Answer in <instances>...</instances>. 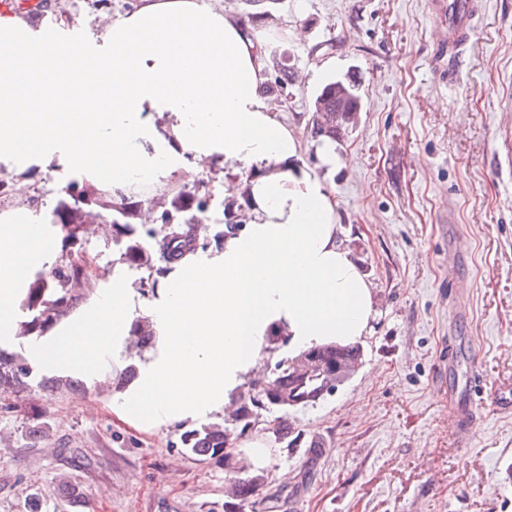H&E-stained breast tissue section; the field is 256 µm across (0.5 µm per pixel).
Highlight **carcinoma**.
<instances>
[{"label":"carcinoma","mask_w":512,"mask_h":512,"mask_svg":"<svg viewBox=\"0 0 512 512\" xmlns=\"http://www.w3.org/2000/svg\"><path fill=\"white\" fill-rule=\"evenodd\" d=\"M292 83V71L288 59L277 64L274 81L270 88L282 95L288 94ZM363 108L360 84L354 76L328 80L316 95L313 108L307 120V133L317 145L329 140H339L356 129ZM64 191L69 193L75 205L96 206V200L85 196L79 183H67ZM136 202L123 198V202L112 207V224L121 229L115 244L121 247L124 261L147 267L161 273V269L151 265V254L147 243L159 245L161 261L166 266H177L207 248V225L189 224L181 227V214L187 209L184 198L173 200V209L161 215L162 224L157 228L136 231L130 222ZM84 275V269L76 262L65 265L54 264L48 270L34 274L32 286L28 288L22 309L28 318L32 331H44L53 323L50 310L70 309L79 304L80 297L75 285ZM314 356L306 370L295 366L296 357L284 354L279 357L272 369L271 377L257 388H251L239 396V407L234 422L235 428L244 433L254 426L256 416L262 410L286 412L298 406H309L324 399L322 392L328 381L334 385L345 382L362 362L363 349L360 345L323 346L307 350ZM33 377V367L23 356L8 353L0 348V387L11 388L20 393L29 388ZM276 439L286 443L288 448H307L312 456H317L315 448L319 443L305 438L287 418L277 421L273 429ZM183 447L192 454L205 456L219 464L227 465L231 459L229 447L232 432L224 428L201 427L181 433ZM265 483L259 474H246L236 481L238 496L236 501L225 505L224 512H238L242 504L254 500Z\"/></svg>","instance_id":"1"}]
</instances>
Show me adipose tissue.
Masks as SVG:
<instances>
[{
  "instance_id": "1",
  "label": "adipose tissue",
  "mask_w": 512,
  "mask_h": 512,
  "mask_svg": "<svg viewBox=\"0 0 512 512\" xmlns=\"http://www.w3.org/2000/svg\"><path fill=\"white\" fill-rule=\"evenodd\" d=\"M264 39L208 0H139L99 40L0 13V163H57L112 182L113 197L161 184L190 160L251 169L250 219L211 254L166 271L143 306L122 263L112 286L30 352L56 369L96 368L148 318L158 336L116 409L149 428L229 406L270 331L294 350L359 342L374 289L340 239L336 198L298 158L301 142L260 96ZM56 237L42 213L0 222V339L24 320V285Z\"/></svg>"
}]
</instances>
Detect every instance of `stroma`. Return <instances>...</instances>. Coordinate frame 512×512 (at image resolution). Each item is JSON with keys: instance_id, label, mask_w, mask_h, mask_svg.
I'll list each match as a JSON object with an SVG mask.
<instances>
[{"instance_id": "stroma-1", "label": "stroma", "mask_w": 512, "mask_h": 512, "mask_svg": "<svg viewBox=\"0 0 512 512\" xmlns=\"http://www.w3.org/2000/svg\"><path fill=\"white\" fill-rule=\"evenodd\" d=\"M479 31L457 54L436 0H278L268 66L289 55L298 78L273 95L301 140L299 161L335 194L341 239L375 288L363 363L316 405L289 410L313 457L276 441L275 412L236 436L232 468L187 453L192 420L146 429L119 416L127 349L108 350L69 389L0 393V512H224L226 487L268 462L244 512H512V0H474ZM302 23V38L286 30ZM356 73L364 107L327 166L306 131L331 77ZM102 209L55 263L95 261L85 302L109 288L119 255ZM456 249V267L448 265ZM459 376L476 370L472 428L458 440L439 383L449 342ZM41 432L29 439L32 424ZM76 501H69L71 490Z\"/></svg>"}]
</instances>
